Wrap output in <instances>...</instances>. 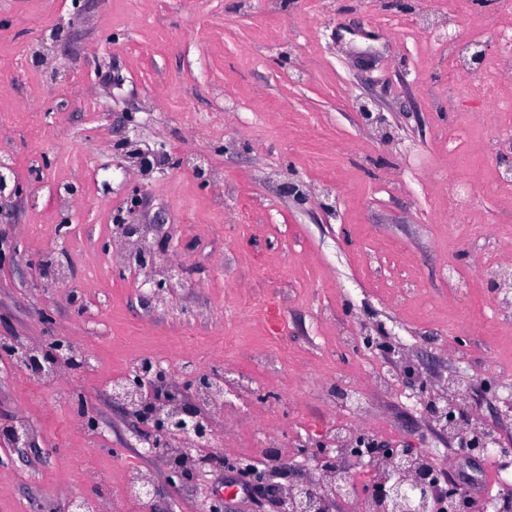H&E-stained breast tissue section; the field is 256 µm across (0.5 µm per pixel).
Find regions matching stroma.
<instances>
[{
  "label": "stroma",
  "instance_id": "obj_1",
  "mask_svg": "<svg viewBox=\"0 0 512 512\" xmlns=\"http://www.w3.org/2000/svg\"><path fill=\"white\" fill-rule=\"evenodd\" d=\"M422 0H0V158L20 191L0 204V337L64 338L81 372L39 382L0 357V512H279L282 488L320 481L312 457L367 494V459L336 452L347 405L376 445L411 448L460 487L512 512V460L469 466L428 404L464 381L466 418L512 446V312L494 310L512 261V197L475 196L448 221V185L483 184L503 149L472 82L450 85ZM101 107L88 113L85 100ZM371 103L385 124L367 123ZM136 128L164 149L143 174L115 148ZM45 190L33 198L31 185ZM81 203L63 221L55 195ZM137 205L161 267V296L107 253ZM21 251L26 261L15 264ZM224 373V407L193 478L148 453L149 429L113 403L140 357ZM391 373L390 387L367 377ZM83 392L98 421L70 405ZM248 460L271 478L229 495ZM154 498L137 497L133 472Z\"/></svg>",
  "mask_w": 512,
  "mask_h": 512
}]
</instances>
